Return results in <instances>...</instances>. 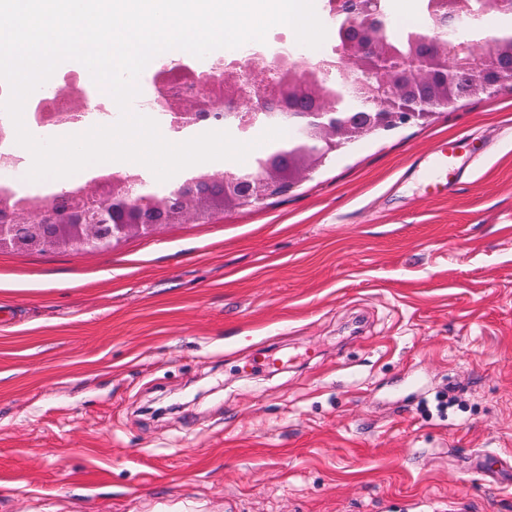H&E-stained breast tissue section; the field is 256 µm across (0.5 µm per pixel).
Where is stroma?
<instances>
[{
  "label": "stroma",
  "instance_id": "35a3bbf8",
  "mask_svg": "<svg viewBox=\"0 0 512 512\" xmlns=\"http://www.w3.org/2000/svg\"><path fill=\"white\" fill-rule=\"evenodd\" d=\"M0 306V512H512V93L258 206L0 250ZM449 142L436 147L429 159V174L433 180V190L436 195H447L450 187L461 183V167L457 166L455 155L448 152Z\"/></svg>",
  "mask_w": 512,
  "mask_h": 512
}]
</instances>
